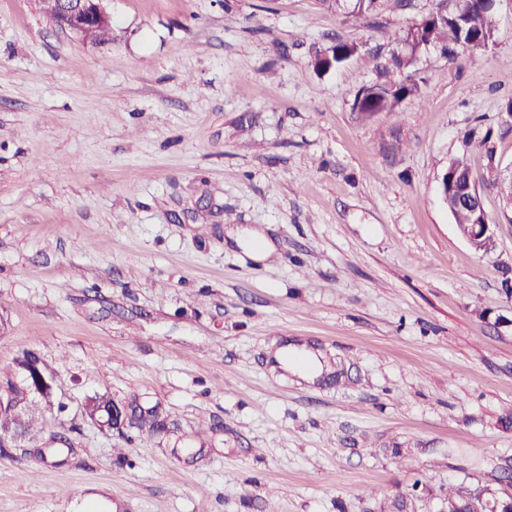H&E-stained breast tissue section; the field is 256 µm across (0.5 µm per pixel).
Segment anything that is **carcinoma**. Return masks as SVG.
I'll use <instances>...</instances> for the list:
<instances>
[{
    "instance_id": "1",
    "label": "carcinoma",
    "mask_w": 512,
    "mask_h": 512,
    "mask_svg": "<svg viewBox=\"0 0 512 512\" xmlns=\"http://www.w3.org/2000/svg\"><path fill=\"white\" fill-rule=\"evenodd\" d=\"M377 0H354L351 15L369 21L376 15ZM495 0H434L433 10L419 23L410 27L399 40L407 48V54L393 57V66L402 69L412 65L417 51L434 45L442 53L454 56L455 49L465 47L484 49L492 42L497 27L494 10ZM357 46L338 42L332 51H318L314 55V67L326 72L347 60ZM421 97L418 81L407 78H387L371 86L361 87L354 98L353 111L368 120L380 112L393 113L407 98ZM476 190L471 180L470 166L465 156L448 165V174L442 175L440 192L448 194V207L457 204V195L465 190ZM43 419V407L31 400L26 405L23 426L29 435L38 431Z\"/></svg>"
}]
</instances>
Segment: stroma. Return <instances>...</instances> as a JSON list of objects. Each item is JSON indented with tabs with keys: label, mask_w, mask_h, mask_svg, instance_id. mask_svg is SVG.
Listing matches in <instances>:
<instances>
[{
	"label": "stroma",
	"mask_w": 512,
	"mask_h": 512,
	"mask_svg": "<svg viewBox=\"0 0 512 512\" xmlns=\"http://www.w3.org/2000/svg\"><path fill=\"white\" fill-rule=\"evenodd\" d=\"M433 0H110L112 40L0 0V387L60 385L0 512H484L512 490V0L422 96L352 110ZM357 44L340 67L315 50ZM468 154L494 247L439 185ZM275 246L252 259L235 233ZM321 352L309 383L273 369ZM105 394L164 431L105 429ZM24 391L27 398H33L40 401H50L54 394L52 378L44 374L40 369L32 371L25 369Z\"/></svg>",
	"instance_id": "1"
}]
</instances>
